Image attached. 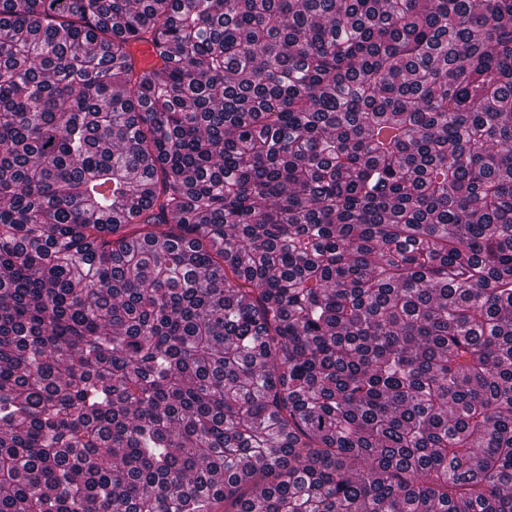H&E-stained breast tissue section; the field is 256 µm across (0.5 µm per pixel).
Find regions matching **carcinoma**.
<instances>
[{"label":"carcinoma","mask_w":512,"mask_h":512,"mask_svg":"<svg viewBox=\"0 0 512 512\" xmlns=\"http://www.w3.org/2000/svg\"><path fill=\"white\" fill-rule=\"evenodd\" d=\"M0 512H512V0H0Z\"/></svg>","instance_id":"cac0c4a2"}]
</instances>
